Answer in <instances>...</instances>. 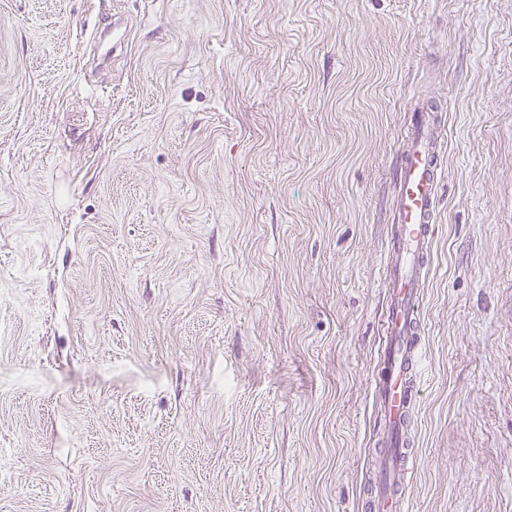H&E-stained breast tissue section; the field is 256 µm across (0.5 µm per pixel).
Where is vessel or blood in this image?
Instances as JSON below:
<instances>
[{
    "mask_svg": "<svg viewBox=\"0 0 512 512\" xmlns=\"http://www.w3.org/2000/svg\"><path fill=\"white\" fill-rule=\"evenodd\" d=\"M442 143L429 120L413 121L399 152L392 236L384 261L389 296L383 318L385 338L381 369L373 379L379 423L387 434L384 470L392 478L371 497L370 512H407L402 493L417 469L405 432L421 394L420 349L423 281L428 270L436 224Z\"/></svg>",
    "mask_w": 512,
    "mask_h": 512,
    "instance_id": "obj_1",
    "label": "vessel or blood"
}]
</instances>
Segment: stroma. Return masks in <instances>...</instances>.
Segmentation results:
<instances>
[{
    "instance_id": "35a3bbf8",
    "label": "stroma",
    "mask_w": 512,
    "mask_h": 512,
    "mask_svg": "<svg viewBox=\"0 0 512 512\" xmlns=\"http://www.w3.org/2000/svg\"><path fill=\"white\" fill-rule=\"evenodd\" d=\"M424 107L409 512H512V0H0V512H366Z\"/></svg>"
}]
</instances>
